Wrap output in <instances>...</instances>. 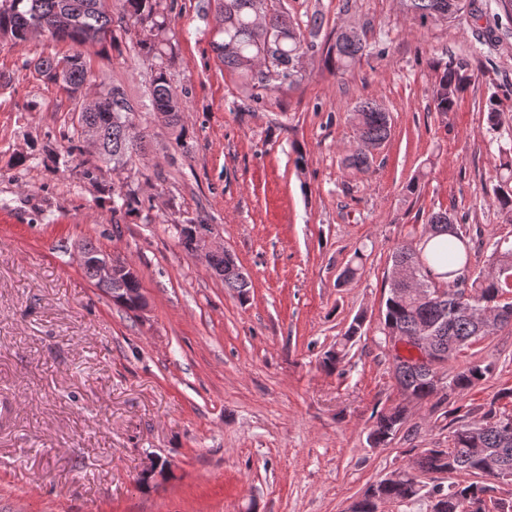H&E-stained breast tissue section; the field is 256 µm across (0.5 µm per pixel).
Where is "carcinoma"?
<instances>
[{
	"label": "carcinoma",
	"mask_w": 512,
	"mask_h": 512,
	"mask_svg": "<svg viewBox=\"0 0 512 512\" xmlns=\"http://www.w3.org/2000/svg\"><path fill=\"white\" fill-rule=\"evenodd\" d=\"M98 0H0V38L14 43L29 40V33L44 28L52 39L70 44L64 56L39 55L26 61V67L41 78L53 82L76 102L90 83L91 68L82 48L99 47V52L120 49L123 39L135 28L139 31V54L149 62L151 71L150 106L155 112H169L168 124L178 136L185 133L182 114L186 108L187 91L173 86L168 75L167 58L171 45L166 38L171 19L160 8L161 0H121L117 14L102 10ZM411 17L420 25L434 22L437 14L450 20L462 8V0H406ZM222 18L221 41L213 48L224 69L238 75L260 98V92L274 83L298 84L303 80L299 68L304 56L317 50L316 37L322 28L319 13L310 17L307 25L295 22L276 0H219ZM367 48L364 33L348 38L336 33L327 54L336 69L346 71L356 64ZM469 62L450 58L439 65L433 91V107L437 112L454 110L460 95L469 83ZM140 104L130 99L119 85L103 95L96 112H82L72 120V131L61 136L67 156L83 152L81 140L86 125L97 127L100 138L98 153L83 158L79 166L82 177L94 180L102 164L124 167L140 156L149 143L148 128L139 126ZM359 141L384 144L391 135V117L373 101H363L350 113ZM498 165L499 181L494 188V204L512 217V147L501 148ZM373 157L357 150L345 158V165L356 171L370 168ZM112 213L125 216L145 208V200L127 185L112 186ZM188 227L178 232L179 242L186 253L193 249V232L209 227L207 217L199 215L187 220ZM457 219L447 211L430 215L419 245L396 249L392 266H410L417 279L407 284L390 279L388 282L383 330L394 336H409L421 325L434 327L435 343L441 366L429 369L413 359L396 363L395 378L399 395L426 400L439 394L438 384L447 392L442 400L475 388L493 371L490 363L468 362L445 374L441 367L456 358L464 348L496 330L482 329L479 312L486 308H512L505 295L512 293V240L504 237L489 245L488 270L474 274L469 271L470 242L459 229L448 231V224ZM209 266L222 278L224 287L244 298L251 281L224 249L216 250L208 259ZM84 275L112 302L129 312H136L143 298L139 273L130 271L121 282L107 283L97 278L95 267H83ZM364 318L353 319L336 347L324 353L322 364L337 368L346 358L348 344L362 334ZM512 401V387H503L494 402L480 416L469 422L455 416L448 433V445L421 449L416 458L419 468L397 470L394 479L379 480L368 485L352 503V512H382V505L396 503L413 506L427 498L429 512H483L477 507L489 484L473 481L468 484L439 483L422 494L421 474L470 472L476 476L485 470L489 459L499 457L512 464V412L495 406L499 401ZM406 406L399 403L375 415L368 434L373 446L386 445L406 420Z\"/></svg>",
	"instance_id": "1"
}]
</instances>
